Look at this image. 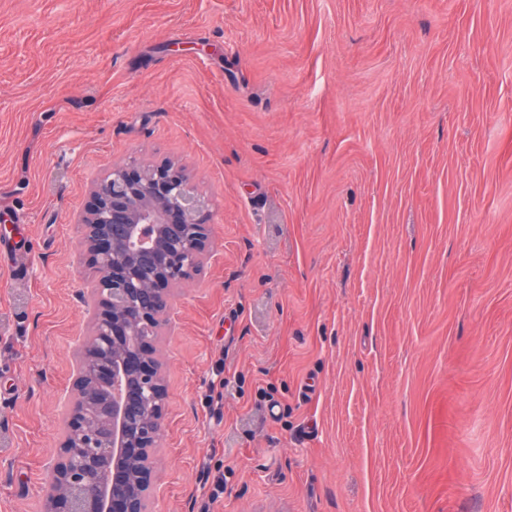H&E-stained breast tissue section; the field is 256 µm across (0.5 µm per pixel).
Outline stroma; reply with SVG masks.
I'll return each instance as SVG.
<instances>
[{
  "mask_svg": "<svg viewBox=\"0 0 512 512\" xmlns=\"http://www.w3.org/2000/svg\"><path fill=\"white\" fill-rule=\"evenodd\" d=\"M170 160L152 512H512V0H0V512L91 310L76 222Z\"/></svg>",
  "mask_w": 512,
  "mask_h": 512,
  "instance_id": "obj_1",
  "label": "stroma"
}]
</instances>
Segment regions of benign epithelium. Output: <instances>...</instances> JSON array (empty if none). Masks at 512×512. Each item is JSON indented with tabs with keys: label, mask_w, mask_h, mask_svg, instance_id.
Listing matches in <instances>:
<instances>
[{
	"label": "benign epithelium",
	"mask_w": 512,
	"mask_h": 512,
	"mask_svg": "<svg viewBox=\"0 0 512 512\" xmlns=\"http://www.w3.org/2000/svg\"><path fill=\"white\" fill-rule=\"evenodd\" d=\"M206 201L171 161L131 160L96 182L77 217L89 265L92 330L78 352L46 512H151L154 451L164 432L166 387L151 342L173 287L210 244Z\"/></svg>",
	"instance_id": "obj_1"
}]
</instances>
